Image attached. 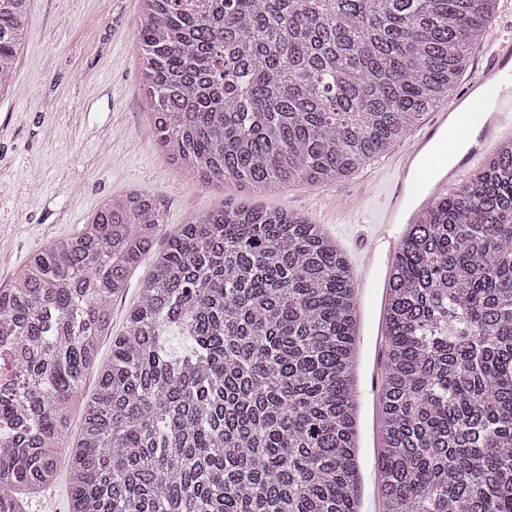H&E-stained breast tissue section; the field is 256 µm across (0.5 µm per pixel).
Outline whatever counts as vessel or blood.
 Returning <instances> with one entry per match:
<instances>
[{
	"instance_id": "b4317fda",
	"label": "vessel or blood",
	"mask_w": 512,
	"mask_h": 512,
	"mask_svg": "<svg viewBox=\"0 0 512 512\" xmlns=\"http://www.w3.org/2000/svg\"><path fill=\"white\" fill-rule=\"evenodd\" d=\"M492 61L477 68L455 102L433 113L428 128L414 136L394 159L397 178L380 209V218L370 225L359 249L356 272L358 330L373 333L387 273L400 241L401 225L413 223L420 209L435 196L447 192L466 173L470 154L453 165H436L433 172H417L418 160L427 154L434 139L474 133L481 146H488L503 130L512 131V39L500 38L490 45ZM382 353H374L360 392L375 402L382 388ZM353 491L358 512H380L377 494L364 473H357Z\"/></svg>"
}]
</instances>
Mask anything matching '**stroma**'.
<instances>
[{
	"label": "stroma",
	"mask_w": 512,
	"mask_h": 512,
	"mask_svg": "<svg viewBox=\"0 0 512 512\" xmlns=\"http://www.w3.org/2000/svg\"><path fill=\"white\" fill-rule=\"evenodd\" d=\"M141 17L140 0H29L13 88L0 95V287L33 252L77 234L105 199L133 188L158 198L169 232L246 202L305 215L354 258L393 178L383 155L362 164L377 175L366 198L361 171L330 185L261 190L201 180L152 134Z\"/></svg>",
	"instance_id": "stroma-1"
}]
</instances>
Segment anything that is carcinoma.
<instances>
[{"mask_svg": "<svg viewBox=\"0 0 512 512\" xmlns=\"http://www.w3.org/2000/svg\"><path fill=\"white\" fill-rule=\"evenodd\" d=\"M141 2L157 144L262 187L327 185L400 141L450 96L499 0ZM28 3L0 0V92ZM163 224L150 192L112 196L0 288V512H26L18 495L63 467L70 512H354V282L336 243L245 203L158 250ZM148 256L114 335L112 301ZM388 285L384 512H512V139L411 225ZM173 330L192 343L180 357Z\"/></svg>", "mask_w": 512, "mask_h": 512, "instance_id": "cac0c4a2", "label": "carcinoma"}]
</instances>
